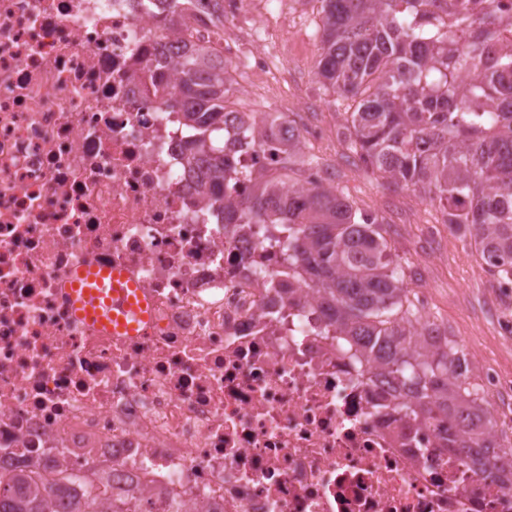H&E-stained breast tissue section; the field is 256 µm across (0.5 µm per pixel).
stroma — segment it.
Returning <instances> with one entry per match:
<instances>
[{
    "mask_svg": "<svg viewBox=\"0 0 512 512\" xmlns=\"http://www.w3.org/2000/svg\"><path fill=\"white\" fill-rule=\"evenodd\" d=\"M318 8L317 0H279L272 8L255 0L252 13L225 20V39L245 51L258 26L271 32L268 49L276 63L272 73H252L240 61L233 65L231 93L243 110L292 112L297 122L337 130L338 108L329 103L315 74L321 48L314 26ZM315 151L336 168V183L345 194L391 224V251L412 261L417 277L409 286L424 298L426 314L443 322L466 352L479 355L485 373L500 380V388L487 392L490 403L512 409V335L501 333L502 321L512 320V295L496 292L474 246L449 231L435 206L417 192L347 162L338 139L316 144Z\"/></svg>",
    "mask_w": 512,
    "mask_h": 512,
    "instance_id": "1",
    "label": "stroma"
}]
</instances>
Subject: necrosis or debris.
Returning <instances> with one entry per match:
<instances>
[{
  "label": "necrosis or debris",
  "instance_id": "necrosis-or-debris-1",
  "mask_svg": "<svg viewBox=\"0 0 512 512\" xmlns=\"http://www.w3.org/2000/svg\"><path fill=\"white\" fill-rule=\"evenodd\" d=\"M237 46L151 0H0V468L79 471L140 512H512L319 316L279 254L225 232L157 63ZM151 302L146 335L76 317L80 265Z\"/></svg>",
  "mask_w": 512,
  "mask_h": 512
}]
</instances>
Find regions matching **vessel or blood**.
I'll return each mask as SVG.
<instances>
[{
  "label": "vessel or blood",
  "mask_w": 512,
  "mask_h": 512,
  "mask_svg": "<svg viewBox=\"0 0 512 512\" xmlns=\"http://www.w3.org/2000/svg\"><path fill=\"white\" fill-rule=\"evenodd\" d=\"M71 288L74 312L102 332L138 336L150 321L146 299L124 270L81 267Z\"/></svg>",
  "instance_id": "b4317fda"
}]
</instances>
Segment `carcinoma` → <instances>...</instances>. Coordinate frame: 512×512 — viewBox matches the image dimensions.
I'll list each match as a JSON object with an SVG mask.
<instances>
[{
    "mask_svg": "<svg viewBox=\"0 0 512 512\" xmlns=\"http://www.w3.org/2000/svg\"><path fill=\"white\" fill-rule=\"evenodd\" d=\"M199 0H161L178 27ZM324 93L347 103L338 135L363 167L438 204L442 223L470 239L497 283H512V25L497 0H318ZM472 78L459 100L457 72ZM231 65L203 49L180 64L168 106L183 112L204 153L208 183L230 224H258L277 241L283 267L317 294L321 314L379 367L412 419L448 423L446 447L484 480L512 477V445L487 412L467 353L448 328L424 316L406 281L411 262L391 253L389 223L333 185V173L296 134L287 112L240 111ZM232 118L235 136L224 137ZM258 142L256 176L242 156ZM423 337L417 345L413 337ZM72 475L34 466L0 472V512H138L134 502L102 510L96 496L70 495Z\"/></svg>",
    "mask_w": 512,
    "mask_h": 512,
    "instance_id": "cac0c4a2",
    "label": "carcinoma"
}]
</instances>
